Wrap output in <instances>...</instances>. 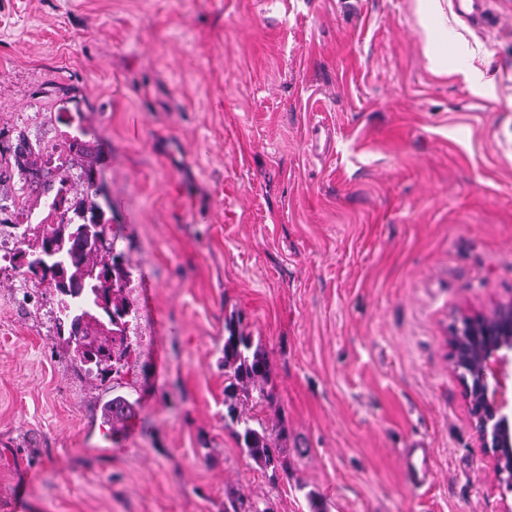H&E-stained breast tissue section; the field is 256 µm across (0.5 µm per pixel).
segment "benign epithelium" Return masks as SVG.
Here are the masks:
<instances>
[{
	"mask_svg": "<svg viewBox=\"0 0 512 512\" xmlns=\"http://www.w3.org/2000/svg\"><path fill=\"white\" fill-rule=\"evenodd\" d=\"M448 360L458 374L471 423L503 493L512 492V304L463 315L449 328Z\"/></svg>",
	"mask_w": 512,
	"mask_h": 512,
	"instance_id": "obj_1",
	"label": "benign epithelium"
}]
</instances>
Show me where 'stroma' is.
Here are the masks:
<instances>
[{
	"label": "stroma",
	"mask_w": 512,
	"mask_h": 512,
	"mask_svg": "<svg viewBox=\"0 0 512 512\" xmlns=\"http://www.w3.org/2000/svg\"><path fill=\"white\" fill-rule=\"evenodd\" d=\"M85 142L131 276L99 377L49 279L0 263V512H502L448 361L512 304V0H0V240L19 142ZM273 367L290 462L224 418V322ZM136 415L111 431L115 395ZM433 449V482L401 454ZM403 461L405 479L411 486L431 479L430 448H423L420 455L405 458Z\"/></svg>",
	"instance_id": "35a3bbf8"
}]
</instances>
